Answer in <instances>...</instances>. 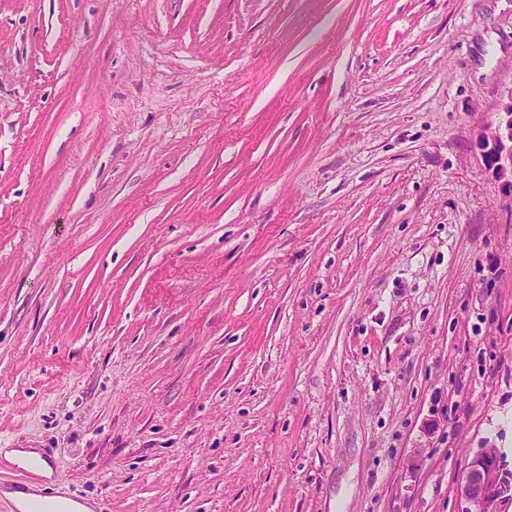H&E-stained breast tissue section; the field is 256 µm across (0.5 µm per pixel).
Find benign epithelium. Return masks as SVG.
<instances>
[{"mask_svg":"<svg viewBox=\"0 0 512 512\" xmlns=\"http://www.w3.org/2000/svg\"><path fill=\"white\" fill-rule=\"evenodd\" d=\"M478 146L488 169L512 195V100L498 121L481 131ZM457 493L465 503L464 512H495L497 504L512 500V471L503 454L489 450L474 456L464 468Z\"/></svg>","mask_w":512,"mask_h":512,"instance_id":"7a95c632","label":"benign epithelium"}]
</instances>
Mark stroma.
I'll return each mask as SVG.
<instances>
[{
  "label": "stroma",
  "mask_w": 512,
  "mask_h": 512,
  "mask_svg": "<svg viewBox=\"0 0 512 512\" xmlns=\"http://www.w3.org/2000/svg\"><path fill=\"white\" fill-rule=\"evenodd\" d=\"M511 96L512 0H0V486L462 512L512 467ZM498 121L487 125L478 136L482 158L512 197V96ZM457 493L464 512H495L498 503L512 500V471L503 454L489 450L474 456L464 468Z\"/></svg>",
  "instance_id": "obj_1"
}]
</instances>
